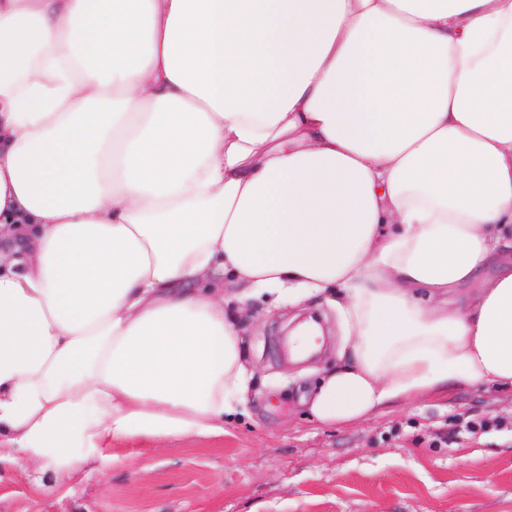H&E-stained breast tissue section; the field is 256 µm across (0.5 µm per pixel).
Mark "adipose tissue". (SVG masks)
I'll use <instances>...</instances> for the list:
<instances>
[{
  "mask_svg": "<svg viewBox=\"0 0 512 512\" xmlns=\"http://www.w3.org/2000/svg\"><path fill=\"white\" fill-rule=\"evenodd\" d=\"M0 229V463L223 435L261 291L320 424L512 390V0H0Z\"/></svg>",
  "mask_w": 512,
  "mask_h": 512,
  "instance_id": "obj_1",
  "label": "adipose tissue"
}]
</instances>
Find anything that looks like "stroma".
Returning a JSON list of instances; mask_svg holds the SVG:
<instances>
[{"instance_id": "obj_1", "label": "stroma", "mask_w": 512, "mask_h": 512, "mask_svg": "<svg viewBox=\"0 0 512 512\" xmlns=\"http://www.w3.org/2000/svg\"><path fill=\"white\" fill-rule=\"evenodd\" d=\"M240 325L253 374L223 436L116 440L105 469L0 466V512H512V394L455 388L323 426L298 394L343 344L335 309L261 292ZM321 318L320 354L280 349L295 313Z\"/></svg>"}]
</instances>
